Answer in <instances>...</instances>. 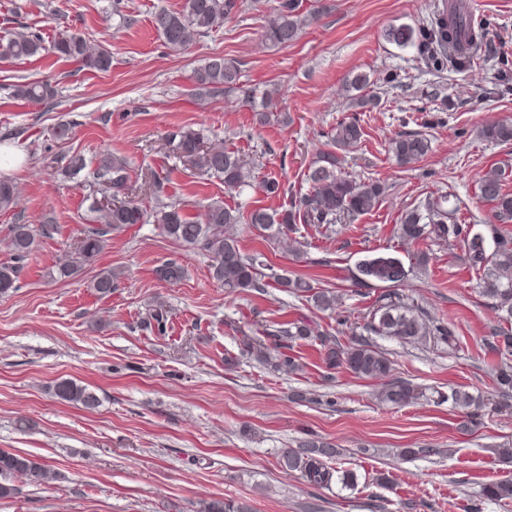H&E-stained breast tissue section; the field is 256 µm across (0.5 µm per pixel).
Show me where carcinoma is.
<instances>
[{"instance_id":"obj_1","label":"carcinoma","mask_w":512,"mask_h":512,"mask_svg":"<svg viewBox=\"0 0 512 512\" xmlns=\"http://www.w3.org/2000/svg\"><path fill=\"white\" fill-rule=\"evenodd\" d=\"M245 0H183L177 10L160 8L151 15V25L165 45L183 50L196 40L224 26V22L241 13ZM272 19L264 26L261 44L265 48L286 46L297 39L302 29L309 25L315 14L303 10L301 0H275L271 7ZM382 38L399 48H413L440 71L447 62L469 63L481 58L485 34L475 28L471 15L462 0H441L434 23L428 27L392 25L382 31ZM43 49L42 38L35 32L7 31L0 35V58L24 60L34 57ZM54 49L66 58L76 60L82 66L97 71H106L112 65L110 52L91 45L78 34H71L55 41ZM241 70L238 62L215 54L194 69L191 76V95L204 102L215 95L237 93L248 102L254 112L255 121L266 126L279 115L273 110L275 91L270 89L261 102H256L252 91L240 83ZM369 76L357 73L347 81L348 88L358 92L353 98L355 107L370 112L378 106V98L365 96L362 91L369 85ZM13 97L27 102L40 103L56 95L55 88L47 82H19L12 85ZM364 127L357 116L343 119L327 133L332 149L319 154L308 168L305 181L310 190L291 197L282 210L254 207L247 212L233 208L222 201H213L205 206L201 221H192L183 213L180 204L165 202V181L156 179L152 191L158 204L149 212L129 199L130 171L133 161L104 150L95 156L92 171L101 194L112 199V205L100 202L91 207L93 224L83 232L75 251L68 253L57 265L61 277L78 274L83 267L95 259L103 250L107 237L124 231L133 224L148 221L158 225L162 233L183 246L202 252L210 258L208 273L211 280L230 294H239L264 287L262 255L245 254L238 240L236 225L247 224L274 245L291 253L295 260L303 259L300 244L293 237L300 224L332 225L340 221H351L371 212L385 193V185L379 180L356 182L340 171L339 152L358 147L364 140ZM480 136L486 141H512L511 121H492L483 125ZM167 142L175 157L188 163L202 174L221 179L228 194L239 193L254 186L255 175L250 167L222 143L205 145L204 136L191 128H180L168 134ZM430 141L419 133H405L391 143V152L401 166L416 163L430 151ZM506 170L489 169L478 184L479 198L492 206L493 218L499 224H512V194L504 191ZM19 190L10 180H0V212L15 208ZM57 231L52 224L38 227L32 224H12L7 228L6 246L16 260L14 264L0 265V294L14 288L19 267L33 250L36 237ZM401 237L412 243L428 238L459 240L462 242L466 261L480 274L478 287L482 295L494 301L500 318L512 323V236H493L494 250L488 251L486 237L474 233L463 224L448 223V210L441 200H430L421 208L405 211L399 225ZM355 281L363 286L373 283L387 284L388 293L380 296L373 306L362 329L365 336L343 347L335 342L327 344L325 362L328 368L344 367L361 378L382 382L379 399L391 406H405L418 400L420 392L413 384L390 378L392 362L373 338H388L402 346H416L429 336H439L448 341V347L457 344L451 331L433 324L414 304L406 301L394 288L403 285L408 271L402 261L392 256L367 255L355 265ZM158 279L177 283L186 275L184 265L171 261L157 267ZM123 272L110 268L102 269L93 279L91 288L107 296L119 287ZM278 288L283 292L308 295L314 305L328 311L336 308V291L331 288H315L300 277L284 274L273 275ZM169 311L162 302L150 308L146 328L164 331ZM320 335L313 322L297 319L286 322L271 333L273 343L265 345L260 340L246 343V351L254 359L276 371L293 373L300 369L296 358L285 353L297 341L313 339ZM491 351L504 356L512 353V331L495 332L489 344ZM495 385L501 395L512 397V369L498 366L494 369ZM52 391L54 396L68 404L85 410H94L100 399L86 385L72 379L57 380ZM452 403L466 411V418L473 420L478 407L476 399L468 392L453 390L449 395ZM341 455V449L320 437L312 436L295 448H282L278 461L282 470L301 473L304 480L315 487H327L335 479L346 486L354 484L355 476L347 470L329 466ZM18 478L36 486L45 485L56 474L33 456L20 451L0 450V477ZM484 496L500 502L512 499V483H494L484 488ZM203 512H251L245 502L211 501Z\"/></svg>"}]
</instances>
